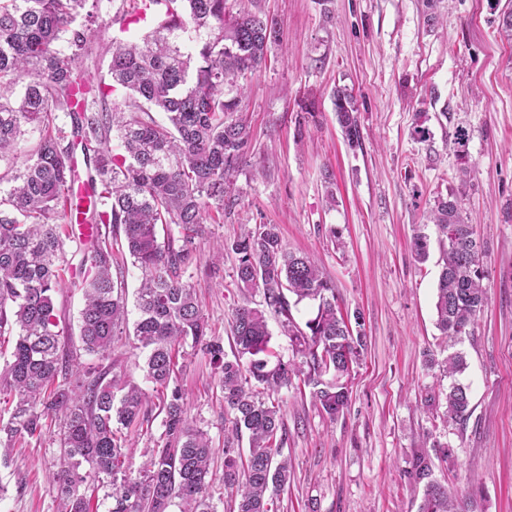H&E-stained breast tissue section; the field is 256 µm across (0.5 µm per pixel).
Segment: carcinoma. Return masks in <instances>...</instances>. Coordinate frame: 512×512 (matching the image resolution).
Returning a JSON list of instances; mask_svg holds the SVG:
<instances>
[{
  "mask_svg": "<svg viewBox=\"0 0 512 512\" xmlns=\"http://www.w3.org/2000/svg\"><path fill=\"white\" fill-rule=\"evenodd\" d=\"M101 0H0V161L21 160L9 189L0 193V337L16 342L0 369V394L17 398L0 413V444L9 449L58 433L59 467L50 490L59 512H92L99 490L108 512H217L210 492L215 448L189 417L176 374L187 368L186 348L209 356L217 386L231 413L224 433V486L235 491L229 512H277L288 485L291 459L281 389L303 377L312 398L334 419L347 407L354 364L366 342L361 316L342 314L336 287L313 258L283 247L276 224H257L237 236L235 274L243 301L232 311V355L209 332L194 288L184 274L194 263L193 244L211 210L224 213L235 173L249 147V131L235 117L242 81L265 63L279 40L276 20L262 12L227 10V0H151L160 24L134 42L112 41L110 84L91 85L81 65L91 54ZM129 91L125 108L97 112L112 88ZM336 117L349 143L360 139L351 93H333ZM72 120L84 146L91 184L82 201L69 192L74 151L54 114ZM166 114L159 123L153 113ZM43 127L38 144L20 148L25 127ZM116 132L124 153L107 143ZM97 227L84 254L79 287L84 306L79 335L86 352L107 359L112 346L133 335L145 352V379L159 393L163 432L146 449L138 473L126 465L125 429L144 428L153 408L117 361L82 368L62 347L53 294L64 287V257L72 237L68 212ZM430 220L448 242L436 287L441 334H473L488 300L481 266L484 244L455 194L439 199ZM166 229L158 239L157 226ZM141 273L137 319L127 332L125 259ZM262 295L252 305L249 295ZM317 302L305 328L292 307ZM279 318L300 361L271 362L267 315ZM447 388L430 390L422 404L442 412L445 424L462 426L471 414L461 352L430 359ZM248 448L241 447L242 440ZM405 475L423 488L418 512H466L433 477V460L420 448Z\"/></svg>",
  "mask_w": 512,
  "mask_h": 512,
  "instance_id": "obj_1",
  "label": "carcinoma"
}]
</instances>
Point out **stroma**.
Segmentation results:
<instances>
[{
    "label": "stroma",
    "instance_id": "35a3bbf8",
    "mask_svg": "<svg viewBox=\"0 0 512 512\" xmlns=\"http://www.w3.org/2000/svg\"><path fill=\"white\" fill-rule=\"evenodd\" d=\"M512 0H228L231 12L262 10L280 28L265 67L248 82L241 115L250 141L224 217L195 240L190 282L214 336L231 345L232 309L242 299L236 257L220 244L244 228L275 224L287 250L305 252L336 285L339 307L360 312L367 350L351 398L336 419L307 387L278 395L292 476L278 512H417L404 475L414 450L448 445L435 477L469 512H512V42L499 27ZM101 0L97 54L84 79L109 82L112 40L142 37L114 23ZM356 100L358 144H349L332 101ZM468 138L469 176L455 146ZM455 194L485 244L488 302L472 335L446 341L435 326L442 246L426 220ZM429 257L412 249L417 231ZM82 293L55 295L62 339L79 361ZM460 351L471 393L466 427L449 426L421 398L437 386L427 352ZM188 412L217 450L213 502L223 506L228 414L207 356L179 375ZM59 462L51 438L0 455V512H58L48 478Z\"/></svg>",
    "mask_w": 512,
    "mask_h": 512
}]
</instances>
